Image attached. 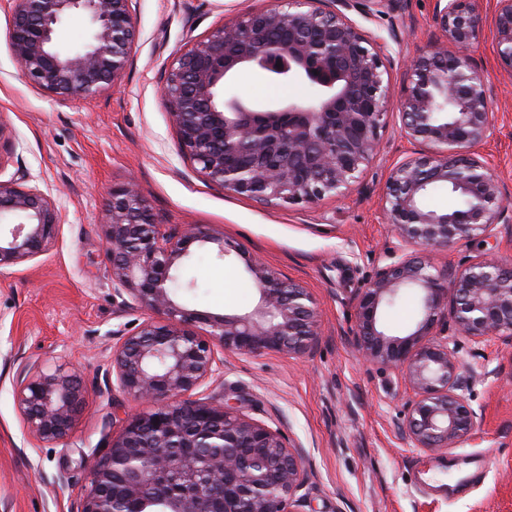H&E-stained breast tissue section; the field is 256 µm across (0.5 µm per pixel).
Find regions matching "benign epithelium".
<instances>
[{"instance_id": "7a95c632", "label": "benign epithelium", "mask_w": 512, "mask_h": 512, "mask_svg": "<svg viewBox=\"0 0 512 512\" xmlns=\"http://www.w3.org/2000/svg\"><path fill=\"white\" fill-rule=\"evenodd\" d=\"M132 0H11L12 55L22 77L57 101L112 88L131 60L136 28ZM273 0L213 29L181 51L166 72L162 97L182 154L224 191L259 202L299 203L342 195L375 155L385 125L390 84L387 42L370 37L345 11L354 0ZM471 0H435L434 17L450 40L435 43L408 66L399 101L407 138L427 146L393 168L385 210L400 237L446 248L461 239L487 241L512 223L489 162L472 152L492 127L485 80L467 50L479 22ZM93 24L91 41L58 45L72 13ZM495 48L512 69V0H497ZM258 67L282 79L304 78L318 89L306 103L261 105L224 97L235 74ZM21 174L0 179V270L46 254L61 224L55 198ZM446 187L459 205L427 208L424 196ZM104 237L112 297L155 313L134 328L112 331L113 386L148 400L106 452L87 456L90 482L75 512H306L304 457L279 429L253 421L235 399L217 405L197 397L224 373L225 353L300 356L319 337L316 302L299 283L245 260L257 301L245 312L203 313L178 300V271L194 250L217 246L224 259L240 249L201 227L161 224L133 184L112 190ZM404 289L419 298L409 331L390 335L382 312ZM206 326V335L196 331ZM454 332L480 344L512 335V268L480 258L448 283L425 255L393 257L358 298L354 342L365 362L394 370L413 399L400 424L412 448H453L477 425L466 398L476 376ZM81 377L65 364L23 366L15 392L29 434L57 442L74 428L85 404Z\"/></svg>"}]
</instances>
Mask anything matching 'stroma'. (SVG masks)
Returning <instances> with one entry per match:
<instances>
[{
  "label": "stroma",
  "mask_w": 512,
  "mask_h": 512,
  "mask_svg": "<svg viewBox=\"0 0 512 512\" xmlns=\"http://www.w3.org/2000/svg\"><path fill=\"white\" fill-rule=\"evenodd\" d=\"M270 0H133L137 29L131 62L112 89L89 99L52 100L22 78L9 45L10 0H0V125L16 148L0 177L23 170L50 190L62 220L47 254L0 271V512H71L87 481L85 454L104 449L147 404L109 391L112 331L149 313L112 298L103 226L113 188L136 182L163 224L224 233L243 251L219 259L215 246L196 250L180 270L188 307L221 313L249 309L256 298L244 256L260 259L313 294L320 338L306 355L224 356V373L206 397H237L256 422L280 429L302 449L309 471V512H512V338L482 344L456 336L475 368L467 398L473 433L450 449L410 447L397 428L411 391L393 371L366 363L353 342L357 296L376 269L406 246L390 223L384 193L392 168L419 152L402 129L398 106L405 68L443 35L433 0H381L364 31H396L386 63L391 95L372 161L344 196L262 204L225 192L184 158L159 92L175 53L214 28ZM480 20L470 54L489 89L492 129L474 147L491 165L504 202L512 204V71L495 53V0H472ZM246 99L305 101L313 88L247 70L224 88ZM492 256L512 264V226L489 244L462 239L434 250L439 270L455 276ZM68 361L87 388L72 433L35 444L14 392L22 364ZM455 463V484L441 482ZM68 471L74 488L54 479Z\"/></svg>",
  "instance_id": "35a3bbf8"
}]
</instances>
